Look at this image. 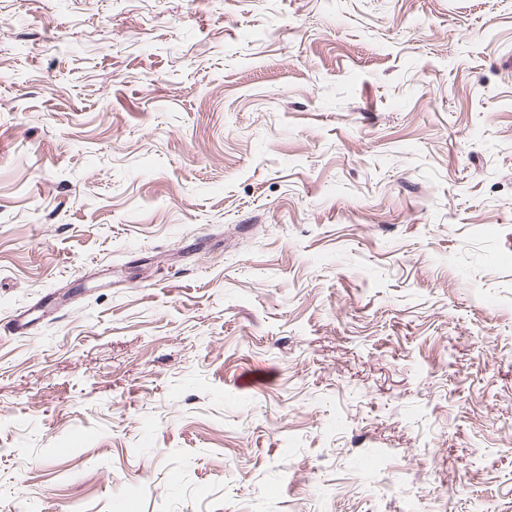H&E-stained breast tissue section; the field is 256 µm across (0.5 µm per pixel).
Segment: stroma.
<instances>
[{"label":"stroma","mask_w":512,"mask_h":512,"mask_svg":"<svg viewBox=\"0 0 512 512\" xmlns=\"http://www.w3.org/2000/svg\"><path fill=\"white\" fill-rule=\"evenodd\" d=\"M486 507L512 0H0V512Z\"/></svg>","instance_id":"stroma-1"}]
</instances>
